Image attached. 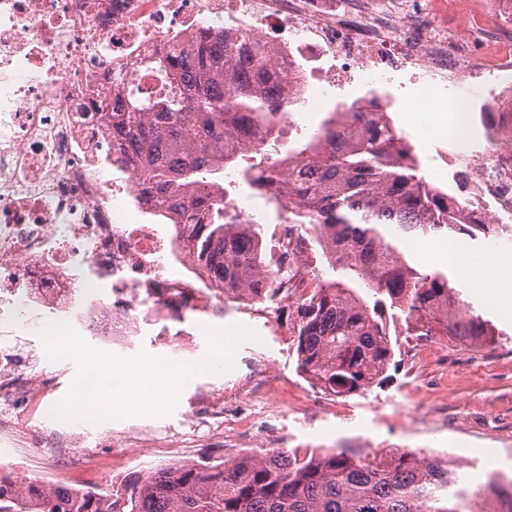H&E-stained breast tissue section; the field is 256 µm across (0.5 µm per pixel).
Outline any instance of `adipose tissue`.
<instances>
[{"instance_id":"obj_1","label":"adipose tissue","mask_w":512,"mask_h":512,"mask_svg":"<svg viewBox=\"0 0 512 512\" xmlns=\"http://www.w3.org/2000/svg\"><path fill=\"white\" fill-rule=\"evenodd\" d=\"M425 252L433 262L447 264L463 282L487 288L500 302L512 300V256L494 252L472 255L451 242L426 247Z\"/></svg>"}]
</instances>
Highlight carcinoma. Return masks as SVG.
<instances>
[{
  "instance_id": "carcinoma-1",
  "label": "carcinoma",
  "mask_w": 512,
  "mask_h": 512,
  "mask_svg": "<svg viewBox=\"0 0 512 512\" xmlns=\"http://www.w3.org/2000/svg\"><path fill=\"white\" fill-rule=\"evenodd\" d=\"M286 104L271 53L203 24L191 48L150 58L122 111L112 113V134L132 147L128 162L154 193L158 216L168 217L172 191L192 188L176 240L213 285L256 302L275 297L260 225L240 223L226 195H211L224 185L207 176L248 152L270 155ZM288 156L286 172L251 164L237 174L276 204L283 194L297 198L288 220L310 225L329 268L342 273L316 274L296 307L298 369L313 386L349 397L380 383L394 357L389 308L405 316L411 336H449L475 348L495 341L499 332L452 275L417 267L405 243L448 234L491 240L512 234L511 224L480 223L460 197L426 180L405 136L371 112L330 113ZM29 488L0 475V512H14ZM31 503L34 512H502V503L512 512V481L493 477L470 490L448 461L414 452L369 460L351 448H269L230 463L162 468L105 493L42 485Z\"/></svg>"
}]
</instances>
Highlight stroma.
Listing matches in <instances>:
<instances>
[{"mask_svg":"<svg viewBox=\"0 0 512 512\" xmlns=\"http://www.w3.org/2000/svg\"><path fill=\"white\" fill-rule=\"evenodd\" d=\"M390 117L412 147L425 178H439L450 193L464 179L449 159L458 151L449 140L423 138L408 112L416 87L408 78L389 90ZM465 293L499 330L493 346L471 348L444 336L407 335L402 314L389 321L395 356L382 384L347 398L321 394L297 368L293 323L296 305L265 301V317L249 313V303L225 298L207 313L184 310L166 316L162 327H144L125 347L88 340L91 349L122 359L139 353L162 357L181 353L187 361L208 355L204 329L251 325L258 341L238 346L233 367L222 374L197 376L183 384L174 407L159 415H131L112 422L73 420L65 429L73 443L62 463L82 489L120 488L156 469L205 458L233 460L238 454L268 448L323 453L333 448H363L388 442L399 451L423 450L439 456L461 451L459 472L470 486L485 483L490 472L512 477V310L493 306L485 290L468 285ZM24 335L36 370L51 375L52 395L65 397L78 375L75 360L49 361L35 327ZM30 430L14 442L0 440V472L13 479H39L54 425L37 406H29Z\"/></svg>","mask_w":512,"mask_h":512,"instance_id":"35a3bbf8","label":"stroma"}]
</instances>
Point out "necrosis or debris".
<instances>
[{"label": "necrosis or debris", "mask_w": 512, "mask_h": 512, "mask_svg": "<svg viewBox=\"0 0 512 512\" xmlns=\"http://www.w3.org/2000/svg\"><path fill=\"white\" fill-rule=\"evenodd\" d=\"M437 0H0V436L26 434L23 413L50 377L34 373L18 327L66 323L112 344L131 342L167 303L206 312L224 292L206 276L166 274L189 263L175 237L151 221L154 202L133 168L107 178L102 162L121 154L112 111L145 62L189 46L201 23L264 44L285 65L295 111L387 112L384 95L350 100L337 89L366 76L386 84L409 73L418 100L453 89L450 125L465 140L471 90L480 75L498 81L483 109L502 121L485 131L480 153H457L464 196L493 224L512 221V0H492L450 37L434 20ZM303 226L280 218L270 270L280 297L312 285L297 247Z\"/></svg>", "instance_id": "1"}]
</instances>
